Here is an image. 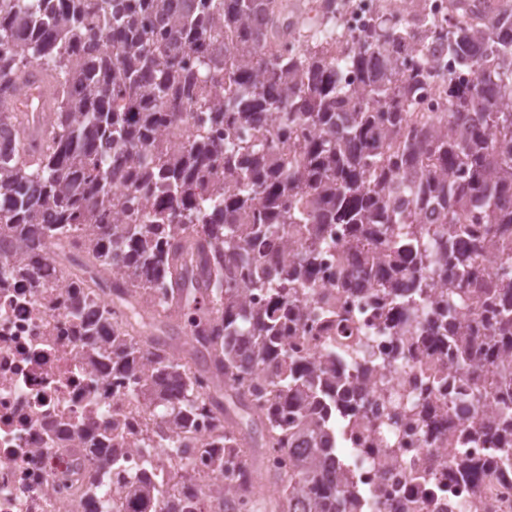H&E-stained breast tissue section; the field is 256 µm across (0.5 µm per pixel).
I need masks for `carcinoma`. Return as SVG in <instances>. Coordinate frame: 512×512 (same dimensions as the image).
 I'll list each match as a JSON object with an SVG mask.
<instances>
[{"label": "carcinoma", "instance_id": "1", "mask_svg": "<svg viewBox=\"0 0 512 512\" xmlns=\"http://www.w3.org/2000/svg\"><path fill=\"white\" fill-rule=\"evenodd\" d=\"M453 4L462 20L431 24L422 51L456 64L432 119L413 105L433 74L400 63L408 19L382 17L352 47L292 49L281 0H0V232L22 266L61 251L67 275L112 305V370L138 373L131 391L156 413L101 458L134 512H255L264 484L232 463L256 447L292 456L266 472L271 512H358L338 449L365 396L336 362L360 350L336 343L315 361L289 347L331 245L337 288L376 290L412 340L414 320L432 343L460 340L459 402L488 455H457L456 469H512V8ZM35 72L49 135L31 154L14 106ZM82 235L86 247L66 246ZM71 309L106 335L82 297ZM438 400L431 389L417 413L429 437ZM199 412L218 421L200 444L213 481L202 489L179 462L175 511L166 467L146 460L153 477H134L123 459L157 438L178 447Z\"/></svg>", "mask_w": 512, "mask_h": 512}]
</instances>
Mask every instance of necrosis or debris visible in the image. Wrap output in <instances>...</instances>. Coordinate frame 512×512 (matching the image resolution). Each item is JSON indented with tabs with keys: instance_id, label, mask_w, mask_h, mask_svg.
Listing matches in <instances>:
<instances>
[{
	"instance_id": "obj_1",
	"label": "necrosis or debris",
	"mask_w": 512,
	"mask_h": 512,
	"mask_svg": "<svg viewBox=\"0 0 512 512\" xmlns=\"http://www.w3.org/2000/svg\"><path fill=\"white\" fill-rule=\"evenodd\" d=\"M338 10L341 32L323 23L325 42L362 34L377 15L401 13L404 0H311L308 18ZM39 287L13 268L0 270V512H126L128 502L112 472L100 467L101 449L115 437L142 434L153 417L113 375L100 340L81 335L70 313L79 288L68 283L53 253L36 264ZM363 338L367 361L356 368L365 379L366 402L358 428L345 436L349 458L343 470L365 512H512V472L474 476L447 463L442 444L427 445L423 427L410 417L443 378L441 401L448 431L477 462L487 449L467 438V412L450 357H438L426 338L404 356L406 337L382 318L373 291L337 294L332 323L309 318L291 340L294 351L318 358L335 338ZM396 354L381 366L384 354ZM87 485L84 499L62 491L63 482Z\"/></svg>"
}]
</instances>
